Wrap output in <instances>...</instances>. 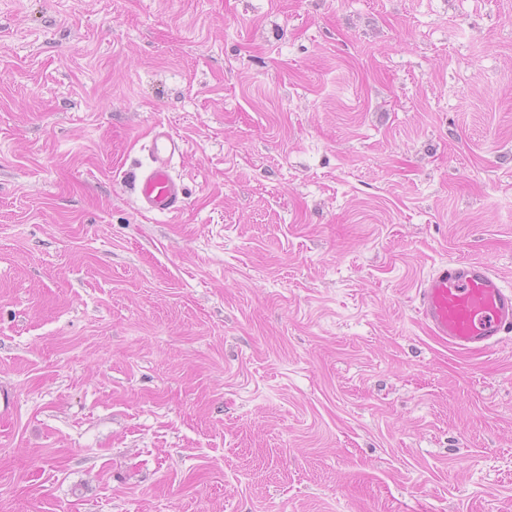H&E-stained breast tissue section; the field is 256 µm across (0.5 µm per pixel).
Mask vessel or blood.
I'll use <instances>...</instances> for the list:
<instances>
[{
  "label": "vessel or blood",
  "mask_w": 512,
  "mask_h": 512,
  "mask_svg": "<svg viewBox=\"0 0 512 512\" xmlns=\"http://www.w3.org/2000/svg\"><path fill=\"white\" fill-rule=\"evenodd\" d=\"M182 149L181 140L169 131L155 133L152 164L137 179L141 210L169 215L184 208L185 188L170 173V163ZM416 297L429 333L458 351L480 352L512 333V288L482 262L441 263L422 279Z\"/></svg>",
  "instance_id": "obj_1"
}]
</instances>
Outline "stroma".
<instances>
[{"label": "stroma", "mask_w": 512, "mask_h": 512, "mask_svg": "<svg viewBox=\"0 0 512 512\" xmlns=\"http://www.w3.org/2000/svg\"><path fill=\"white\" fill-rule=\"evenodd\" d=\"M455 259L512 285V0H0V512H512ZM183 149L181 140L161 129L153 138L152 165L136 179L140 209L148 213L177 214L185 206L181 181L170 173V163ZM418 313L432 336L461 352H480L512 332V289L486 264L443 262L417 288Z\"/></svg>", "instance_id": "stroma-1"}]
</instances>
